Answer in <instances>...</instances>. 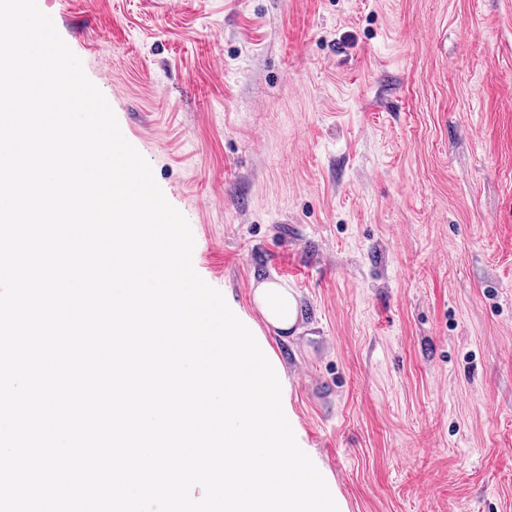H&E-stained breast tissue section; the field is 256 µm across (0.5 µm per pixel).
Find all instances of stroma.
Here are the masks:
<instances>
[{"label":"stroma","instance_id":"stroma-1","mask_svg":"<svg viewBox=\"0 0 512 512\" xmlns=\"http://www.w3.org/2000/svg\"><path fill=\"white\" fill-rule=\"evenodd\" d=\"M264 329L344 512H512V0H37ZM253 301L268 326L284 334L301 331V306L288 286L271 281L263 282L255 288Z\"/></svg>","mask_w":512,"mask_h":512}]
</instances>
